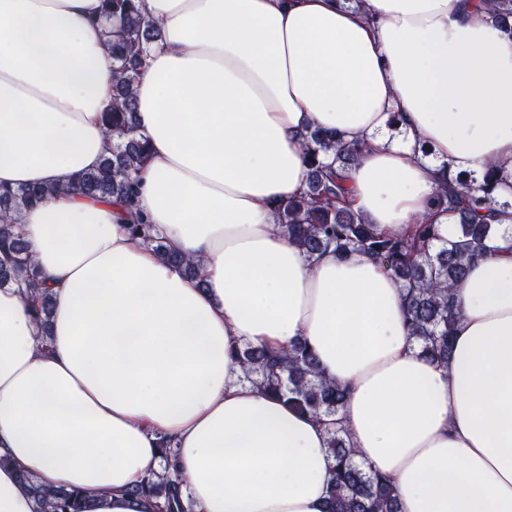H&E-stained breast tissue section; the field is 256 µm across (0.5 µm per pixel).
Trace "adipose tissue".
<instances>
[{
	"mask_svg": "<svg viewBox=\"0 0 512 512\" xmlns=\"http://www.w3.org/2000/svg\"><path fill=\"white\" fill-rule=\"evenodd\" d=\"M162 29L135 84L139 207L186 277L110 202L68 193L19 228L52 288L40 328L0 288V512L20 473L88 512H152L127 487L172 439L196 512H325L328 432L230 352L301 340L347 393L358 459L401 512H512V215L455 290L447 365L414 345L403 290L359 253L307 256L275 226L306 185L311 128L363 143L349 200L398 233L442 178L512 174V40L480 0H144ZM104 0H0V184L54 186L109 153Z\"/></svg>",
	"mask_w": 512,
	"mask_h": 512,
	"instance_id": "adipose-tissue-1",
	"label": "adipose tissue"
}]
</instances>
